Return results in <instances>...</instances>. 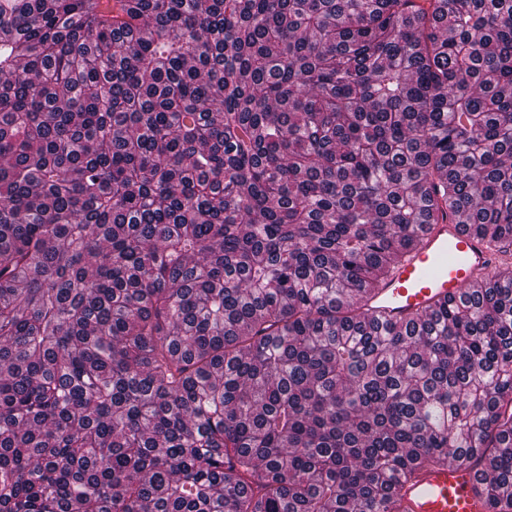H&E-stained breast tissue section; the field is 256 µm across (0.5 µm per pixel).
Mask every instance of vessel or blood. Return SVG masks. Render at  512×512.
<instances>
[{"label":"vessel or blood","instance_id":"1","mask_svg":"<svg viewBox=\"0 0 512 512\" xmlns=\"http://www.w3.org/2000/svg\"><path fill=\"white\" fill-rule=\"evenodd\" d=\"M512 253L481 240L467 226L446 218L425 225L418 246L368 297L370 313L402 323L443 300L459 299L469 285L491 278ZM477 473L453 463L415 475L404 488L408 512H488L475 493Z\"/></svg>","mask_w":512,"mask_h":512}]
</instances>
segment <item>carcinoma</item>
Returning <instances> with one entry per match:
<instances>
[{"label":"carcinoma","mask_w":512,"mask_h":512,"mask_svg":"<svg viewBox=\"0 0 512 512\" xmlns=\"http://www.w3.org/2000/svg\"><path fill=\"white\" fill-rule=\"evenodd\" d=\"M512 0H0V512L512 504ZM419 239L366 301L370 313L384 322L400 324L446 298L458 300L469 285L491 278L512 260L510 249L481 240L451 218L426 224ZM476 485V469L466 462L431 468L405 484V505L409 512H488Z\"/></svg>","instance_id":"carcinoma-1"}]
</instances>
